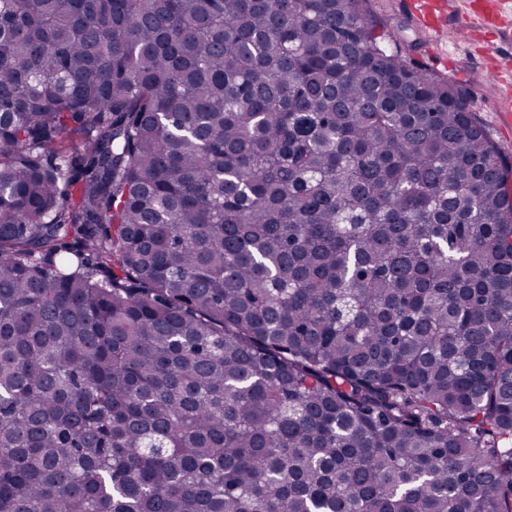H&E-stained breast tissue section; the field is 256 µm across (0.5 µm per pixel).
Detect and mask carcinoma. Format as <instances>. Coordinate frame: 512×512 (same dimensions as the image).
<instances>
[{
  "label": "carcinoma",
  "instance_id": "obj_1",
  "mask_svg": "<svg viewBox=\"0 0 512 512\" xmlns=\"http://www.w3.org/2000/svg\"><path fill=\"white\" fill-rule=\"evenodd\" d=\"M368 0H0V512H512V171Z\"/></svg>",
  "mask_w": 512,
  "mask_h": 512
}]
</instances>
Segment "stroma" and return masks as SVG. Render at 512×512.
<instances>
[{
    "instance_id": "stroma-1",
    "label": "stroma",
    "mask_w": 512,
    "mask_h": 512,
    "mask_svg": "<svg viewBox=\"0 0 512 512\" xmlns=\"http://www.w3.org/2000/svg\"><path fill=\"white\" fill-rule=\"evenodd\" d=\"M369 8L385 33L394 36L406 57L433 73L466 87L470 107L491 140L512 159V112L500 109L496 77L485 72L488 53H496L500 62L512 64V42L493 43L484 51L482 42L459 43L448 61H441L428 47V37L413 22L407 0H370Z\"/></svg>"
}]
</instances>
